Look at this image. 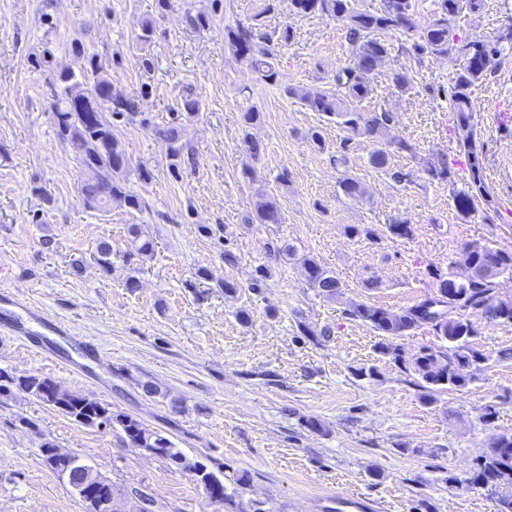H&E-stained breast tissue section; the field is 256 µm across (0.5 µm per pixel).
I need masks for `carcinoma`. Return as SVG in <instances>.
<instances>
[{
    "mask_svg": "<svg viewBox=\"0 0 512 512\" xmlns=\"http://www.w3.org/2000/svg\"><path fill=\"white\" fill-rule=\"evenodd\" d=\"M483 0H435L430 20L419 25L414 19L413 0H382L375 11H362L356 0H290V10L296 15L329 17L342 22L350 59L332 77L329 85L314 91H303L288 86L285 93L300 100L306 109L320 112L344 128L351 136L373 142L368 164L380 170L397 183L408 180V174L394 167L392 157L396 152H414L406 142H387L385 133L391 122L387 112L365 111L361 104L373 91L371 75L378 64L390 53L389 44L381 34L403 29L412 34V50L417 55L430 54L451 58L458 56L463 64L457 69L448 90L450 109L454 114V132L460 151L468 162L470 181L468 189L458 190L448 161L444 158L423 159L422 171L432 181L448 184V191L457 214L466 219L479 216V203L486 200L487 192L481 177L478 148L479 120L471 99V88L495 72L502 42H512V31L499 36L494 42L472 46L455 32L454 22L463 11L472 15L480 13ZM229 49L257 72L267 82L278 80L276 49L273 36L257 34L252 24H236L224 30ZM58 90L51 104L53 119L74 158L80 165L97 168L98 176L81 186L84 200L100 208L113 203L131 209L141 208V197L128 186L129 156L123 146L112 136V120L124 117L134 119L139 113V103L132 98L114 99L112 83L105 75V67L95 57L88 59L80 75L62 71L57 77ZM393 88L408 94L414 89L410 70L399 67L391 74ZM156 137L165 146L170 167L178 169L183 154L178 132L170 127L155 130ZM336 167L342 169L339 187L344 196L364 201L365 191L359 178L350 172L346 151L336 152ZM284 217L276 199L262 194L258 197L250 222L257 224H281ZM472 268L466 280L454 277L453 266L445 271L431 269L436 297L390 311L383 307L355 304L350 314L371 325L384 340L375 349L384 356L399 360V348L387 341L392 336H405L423 324L433 327L435 334L444 342L438 348L424 347L409 362L419 388L420 398L433 404L436 395L448 389L463 388L486 369L490 357L474 346L478 329L468 318L469 314L481 315L491 322L512 325V299L495 300V280L488 276L490 269L497 274L512 278V250L499 248L489 241H478L469 253ZM308 283L329 297L338 294L340 281L310 257H303ZM50 382L36 375L18 377L14 372L0 368V393L16 387L53 407L61 413L82 421L97 429L119 428L133 448H147L166 460L176 469L195 472L197 482L204 486L209 500L224 506L225 512H264L261 501L244 502L235 499V493L227 491L224 474L215 473L201 460L191 461L181 449L164 435L145 429L131 416L114 412L110 405L90 399L75 392L55 394L49 389ZM46 466L59 478L74 483L82 478L87 466L73 456L67 463L56 462L42 455ZM480 485L497 496V512H512V432L498 436L493 447L482 456L473 476L458 481L460 487Z\"/></svg>",
    "mask_w": 512,
    "mask_h": 512,
    "instance_id": "1",
    "label": "carcinoma"
}]
</instances>
